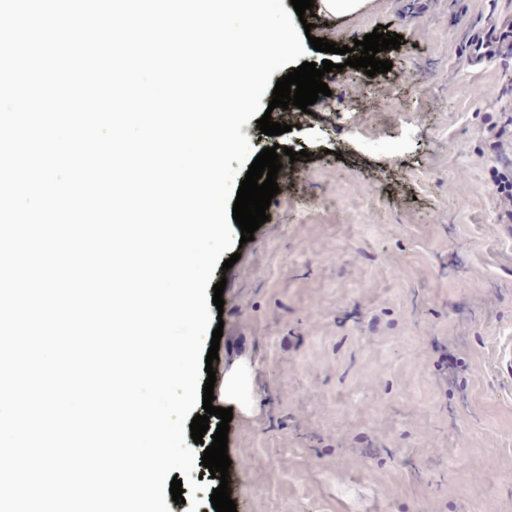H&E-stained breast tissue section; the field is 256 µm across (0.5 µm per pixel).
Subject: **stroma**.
<instances>
[{"label":"stroma","mask_w":512,"mask_h":512,"mask_svg":"<svg viewBox=\"0 0 512 512\" xmlns=\"http://www.w3.org/2000/svg\"><path fill=\"white\" fill-rule=\"evenodd\" d=\"M512 0H368L328 18L336 45L402 35L386 75L330 83L289 132L249 121L254 152L306 150L225 282L216 372L252 370L229 424L237 512H512V223L498 220L488 127L512 103V55L471 67ZM459 337L442 392L434 338ZM494 49L491 42L484 37H476L468 46L466 58L472 67H480L492 59Z\"/></svg>","instance_id":"stroma-1"}]
</instances>
